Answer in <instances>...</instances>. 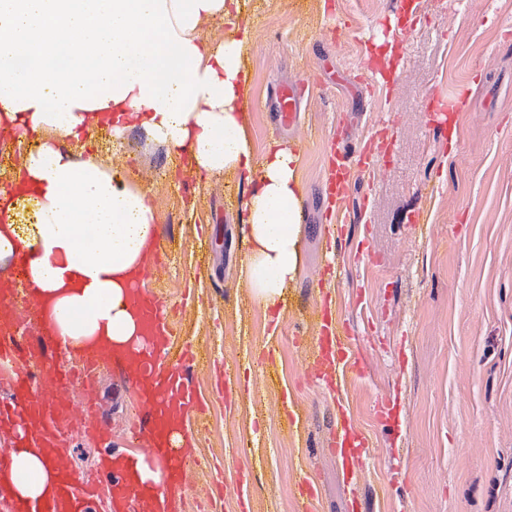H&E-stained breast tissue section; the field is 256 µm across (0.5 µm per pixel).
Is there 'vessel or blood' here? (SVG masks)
Returning a JSON list of instances; mask_svg holds the SVG:
<instances>
[{
  "mask_svg": "<svg viewBox=\"0 0 512 512\" xmlns=\"http://www.w3.org/2000/svg\"><path fill=\"white\" fill-rule=\"evenodd\" d=\"M305 83L294 84L276 92V120L279 126L296 128L300 101L308 92ZM368 148L336 153L335 174L325 186L327 197L342 201L352 187V170L373 169ZM145 348L137 352L114 354L101 352L85 355L82 366L99 371L110 365L121 367L125 378L139 391L143 408L139 425L131 433V442L142 456L162 459L169 471L166 490L139 484L131 469L121 466L122 452L112 448L102 453L97 478L92 482L74 479L61 452L59 421L69 417L79 421L85 432L108 439L112 425L98 410V395L89 392L80 407L70 410L49 397L58 381L55 369L46 367L39 351H20L17 346V321L14 312L15 291L0 289V358L19 367L15 394L11 403L0 404V428H22L25 443L41 448L53 460L56 483L48 499L34 502L12 501L11 512H88V505L107 488L111 512H176L181 501L186 472L191 466L190 446H174L172 437L184 433L190 415L204 413L205 407L194 389L190 371L197 361L192 343H178L174 337L171 309L156 293L135 287ZM331 297H324L317 324L318 357L323 371L311 373L316 385L334 386L337 369L357 370L365 359L345 350L346 338L332 308ZM336 438L343 456L349 457L354 471H362L364 441L353 433L347 418L336 421Z\"/></svg>",
  "mask_w": 512,
  "mask_h": 512,
  "instance_id": "vessel-or-blood-1",
  "label": "vessel or blood"
}]
</instances>
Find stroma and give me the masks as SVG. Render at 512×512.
Instances as JSON below:
<instances>
[{
  "label": "stroma",
  "mask_w": 512,
  "mask_h": 512,
  "mask_svg": "<svg viewBox=\"0 0 512 512\" xmlns=\"http://www.w3.org/2000/svg\"><path fill=\"white\" fill-rule=\"evenodd\" d=\"M393 26L402 40L391 41ZM236 29L249 36L253 152L277 140L300 157L301 255L284 302L264 309L239 281L250 187L238 176L198 179L138 127L118 141L103 124L89 144L58 143L140 184L155 210L166 254L147 283L176 305L177 336L197 344L191 379L207 403L193 434L207 472L187 478L181 512L218 483L223 512H296L305 481L319 490L316 512H512V0H242L200 34L220 42ZM303 81L318 88L301 102L297 137L271 115L276 89ZM448 95L462 102L452 128L427 113ZM340 125L385 166L359 176L331 242L320 189ZM333 256L342 277L317 282ZM327 294L369 361L334 390L305 376ZM224 360L240 381L229 406L214 391ZM96 386L112 445L124 448L138 396L116 368ZM388 392L394 412L382 424L373 405ZM342 413L367 440L358 476L335 451ZM243 440L254 452L242 464L231 450ZM102 450L76 427L63 448L79 480ZM242 466L243 509L231 478Z\"/></svg>",
  "instance_id": "stroma-1"
}]
</instances>
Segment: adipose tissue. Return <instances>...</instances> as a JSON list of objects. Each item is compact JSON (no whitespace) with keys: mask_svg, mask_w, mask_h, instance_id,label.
<instances>
[{"mask_svg":"<svg viewBox=\"0 0 512 512\" xmlns=\"http://www.w3.org/2000/svg\"><path fill=\"white\" fill-rule=\"evenodd\" d=\"M234 2L0 0V129L34 144L16 183L36 211L28 236L0 225V261L25 251L42 319L68 349L140 341L127 284L153 249L155 211L96 156L77 161L55 145L104 119L114 139L138 126L185 153L199 178L234 173L251 184L239 277L258 305L275 307L295 275L299 157L273 141L253 158L240 112L247 34L218 43L199 35ZM53 477L34 448L12 449L0 468L20 500L42 499Z\"/></svg>","mask_w":512,"mask_h":512,"instance_id":"adipose-tissue-1","label":"adipose tissue"}]
</instances>
